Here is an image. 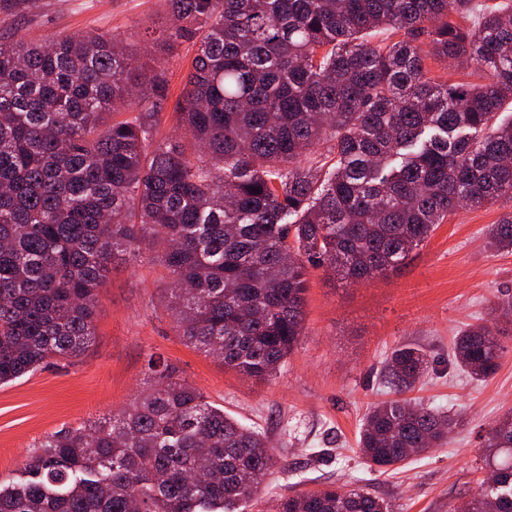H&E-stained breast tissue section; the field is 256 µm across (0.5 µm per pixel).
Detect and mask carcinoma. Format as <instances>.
<instances>
[{
  "instance_id": "1",
  "label": "carcinoma",
  "mask_w": 512,
  "mask_h": 512,
  "mask_svg": "<svg viewBox=\"0 0 512 512\" xmlns=\"http://www.w3.org/2000/svg\"><path fill=\"white\" fill-rule=\"evenodd\" d=\"M167 39L197 53L173 140L159 132L170 59L135 56L106 32L41 42L0 34V386L95 336L114 260L166 273L182 341L256 380L277 375L306 334L308 266L347 281L398 269L449 215L512 201V4L464 28L475 0H166ZM30 0H0L20 15ZM401 35L386 45L367 36ZM466 63L478 84L432 82L428 57ZM327 144L336 162L305 166ZM489 244L512 252V210ZM501 322L461 330L455 363L493 376L512 351ZM392 353L404 393L426 373ZM152 389L98 424L44 440L0 512H249L280 464L257 432L153 361ZM458 424L407 399L374 405L358 445L386 472ZM467 512H512V414L491 426ZM207 464L213 477L190 473ZM280 512H392L335 484Z\"/></svg>"
}]
</instances>
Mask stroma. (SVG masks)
<instances>
[{
  "label": "stroma",
  "mask_w": 512,
  "mask_h": 512,
  "mask_svg": "<svg viewBox=\"0 0 512 512\" xmlns=\"http://www.w3.org/2000/svg\"><path fill=\"white\" fill-rule=\"evenodd\" d=\"M172 23L165 0H35L24 16L7 21L33 39L108 31L135 54ZM195 54L189 40L173 52L163 134L174 132L173 110ZM509 210L512 202L501 199L457 211L384 276L347 285L310 270L306 334L268 382L225 369L181 341L164 308L159 265L118 263L100 292L95 336L84 353L0 387V481L14 480L46 436L130 407L153 382L148 360L155 355L212 405L265 435L282 457L252 512H276L281 498L331 482L363 488L393 512H462L487 471V430L512 411V353L496 374L476 381L451 352L464 325L489 319L491 302L512 294V253L485 245L490 225ZM403 346L430 360L407 398L450 409L462 424L446 447L378 473L362 458L359 431L374 404L395 399L385 382L387 362Z\"/></svg>",
  "instance_id": "1"
}]
</instances>
